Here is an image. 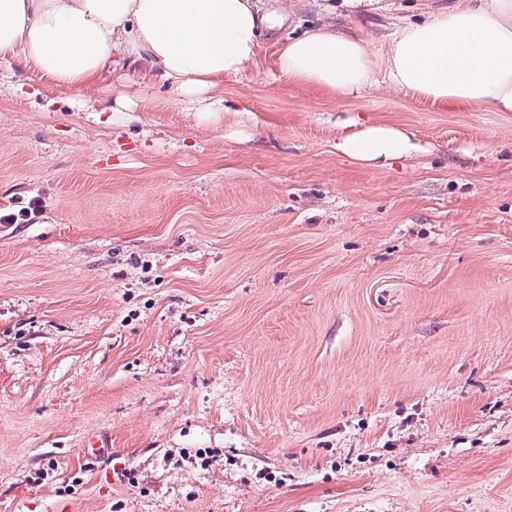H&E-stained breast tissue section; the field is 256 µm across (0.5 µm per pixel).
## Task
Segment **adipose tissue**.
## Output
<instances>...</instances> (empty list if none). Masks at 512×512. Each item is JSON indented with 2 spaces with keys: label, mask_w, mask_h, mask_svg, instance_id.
I'll return each mask as SVG.
<instances>
[{
  "label": "adipose tissue",
  "mask_w": 512,
  "mask_h": 512,
  "mask_svg": "<svg viewBox=\"0 0 512 512\" xmlns=\"http://www.w3.org/2000/svg\"><path fill=\"white\" fill-rule=\"evenodd\" d=\"M287 4L262 11L258 0H0V64H22L50 87L93 92L103 74L126 63L143 87H168L175 102L209 98L245 75L263 29L280 24ZM276 71L288 84L337 101L370 87L446 107L512 112V0H454L402 21L381 46L361 31L324 23L288 36ZM337 151L381 168L418 146L402 126L340 122Z\"/></svg>",
  "instance_id": "obj_1"
}]
</instances>
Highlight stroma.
I'll return each mask as SVG.
<instances>
[{"label":"stroma","instance_id":"stroma-1","mask_svg":"<svg viewBox=\"0 0 512 512\" xmlns=\"http://www.w3.org/2000/svg\"><path fill=\"white\" fill-rule=\"evenodd\" d=\"M290 4L235 114L0 69V512H512V112L289 85ZM344 130L336 141V150L353 163L381 168L420 150L402 126L383 122L342 121ZM352 130L346 131V129Z\"/></svg>","mask_w":512,"mask_h":512}]
</instances>
